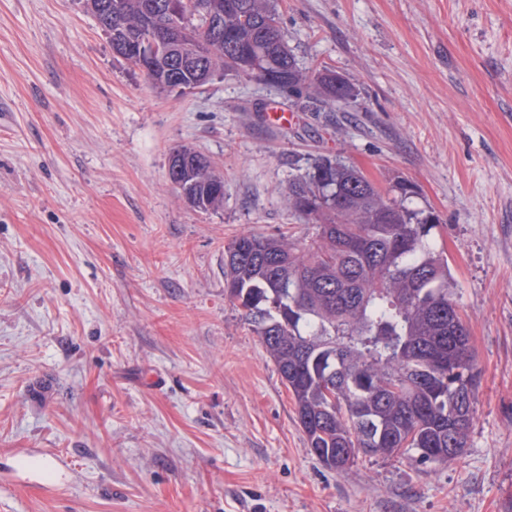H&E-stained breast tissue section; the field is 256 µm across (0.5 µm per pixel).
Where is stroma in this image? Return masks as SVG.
I'll return each mask as SVG.
<instances>
[{
	"label": "stroma",
	"mask_w": 512,
	"mask_h": 512,
	"mask_svg": "<svg viewBox=\"0 0 512 512\" xmlns=\"http://www.w3.org/2000/svg\"><path fill=\"white\" fill-rule=\"evenodd\" d=\"M278 11L357 106L221 73L162 91L79 0H0V512H512V0ZM181 145L223 175L220 209L179 198ZM321 157L409 179L439 218L481 369L446 463L323 466L224 294L235 236L312 237L289 184Z\"/></svg>",
	"instance_id": "obj_1"
}]
</instances>
